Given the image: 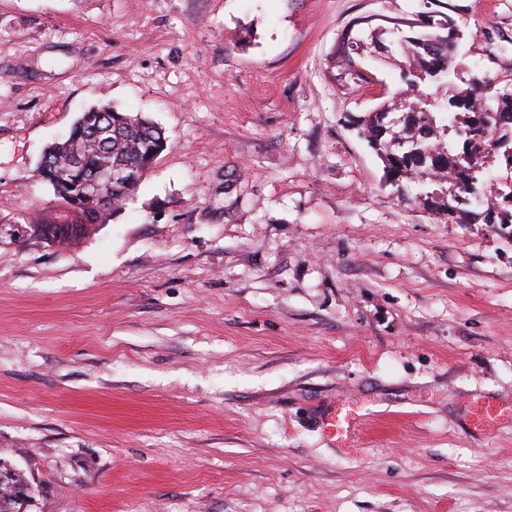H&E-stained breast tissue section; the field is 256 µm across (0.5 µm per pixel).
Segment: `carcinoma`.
Listing matches in <instances>:
<instances>
[{"label":"carcinoma","instance_id":"carcinoma-1","mask_svg":"<svg viewBox=\"0 0 512 512\" xmlns=\"http://www.w3.org/2000/svg\"><path fill=\"white\" fill-rule=\"evenodd\" d=\"M441 11L418 12L417 17L394 23L389 33L394 52L404 58L403 97L393 105L379 107L363 116L360 133L385 164L387 181L398 193L409 194L411 184L428 180L436 189L420 191L415 201L435 218L459 224L467 215L468 203L486 205V224H512V183L509 191L495 194L484 203L482 180L488 160H498L512 171V92L498 95L482 92L491 82L474 74L469 87L437 100L424 88L449 84L455 72V24ZM428 27L430 32L411 36L405 29ZM402 112V133L392 131L389 115ZM461 133L462 146L447 143L448 131ZM161 130L145 117L131 116L110 107L89 108L74 122L68 135L50 144L53 166L39 174L53 189L57 200L70 212L55 214L54 224H100L96 202L81 196L83 184L95 169L109 165L113 170L137 168L147 174L164 147ZM0 512H20L17 488L27 484L24 474L0 466Z\"/></svg>","mask_w":512,"mask_h":512}]
</instances>
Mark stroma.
Masks as SVG:
<instances>
[{"label":"stroma","mask_w":512,"mask_h":512,"mask_svg":"<svg viewBox=\"0 0 512 512\" xmlns=\"http://www.w3.org/2000/svg\"><path fill=\"white\" fill-rule=\"evenodd\" d=\"M512 90V0H447ZM421 0H0V462L25 512H512V224L438 222L358 133ZM166 147L64 250L30 225L83 109ZM352 418L349 438L329 432Z\"/></svg>","instance_id":"obj_1"}]
</instances>
